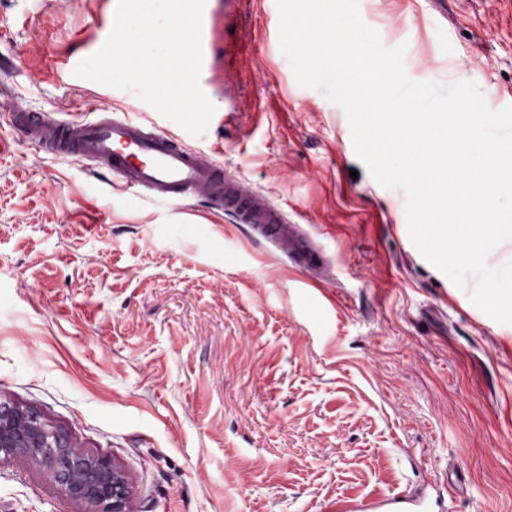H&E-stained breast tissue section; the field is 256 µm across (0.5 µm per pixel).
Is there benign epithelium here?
<instances>
[{
    "label": "benign epithelium",
    "mask_w": 512,
    "mask_h": 512,
    "mask_svg": "<svg viewBox=\"0 0 512 512\" xmlns=\"http://www.w3.org/2000/svg\"><path fill=\"white\" fill-rule=\"evenodd\" d=\"M33 459L46 478L82 512H138L125 471L87 451L36 410L0 399V463Z\"/></svg>",
    "instance_id": "obj_1"
}]
</instances>
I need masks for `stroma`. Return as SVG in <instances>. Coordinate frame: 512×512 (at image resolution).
I'll use <instances>...</instances> for the list:
<instances>
[{
    "label": "stroma",
    "mask_w": 512,
    "mask_h": 512,
    "mask_svg": "<svg viewBox=\"0 0 512 512\" xmlns=\"http://www.w3.org/2000/svg\"><path fill=\"white\" fill-rule=\"evenodd\" d=\"M118 0H0V397L126 469L140 512H329L421 496L512 512V324L427 262L406 195L358 159L345 112L301 87L275 0H206L199 137L134 90L76 77ZM408 76L512 105V0H360ZM155 123L271 196L319 245L321 288L231 216L124 192L20 145L14 109L98 104ZM0 512H81L31 461ZM425 499L405 495L342 497L331 505L332 512H420Z\"/></svg>",
    "instance_id": "35a3bbf8"
}]
</instances>
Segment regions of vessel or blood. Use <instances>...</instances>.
I'll list each match as a JSON object with an SVG mask.
<instances>
[{
  "mask_svg": "<svg viewBox=\"0 0 512 512\" xmlns=\"http://www.w3.org/2000/svg\"><path fill=\"white\" fill-rule=\"evenodd\" d=\"M9 120L28 145L115 177L124 191L168 201L201 198L233 213L312 282L328 283V263L301 225L288 221L268 194L225 169L223 161L188 148L175 134L115 114L107 105L84 118L16 110ZM424 507L420 497L365 495L336 499L331 512H423Z\"/></svg>",
  "mask_w": 512,
  "mask_h": 512,
  "instance_id": "vessel-or-blood-1",
  "label": "vessel or blood"
}]
</instances>
